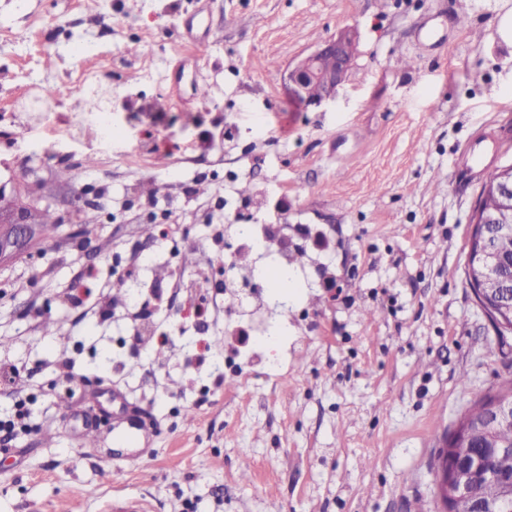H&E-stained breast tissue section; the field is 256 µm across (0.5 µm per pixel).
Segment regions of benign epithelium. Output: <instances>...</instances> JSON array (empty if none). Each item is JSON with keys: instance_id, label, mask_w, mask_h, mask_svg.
Wrapping results in <instances>:
<instances>
[{"instance_id": "1", "label": "benign epithelium", "mask_w": 512, "mask_h": 512, "mask_svg": "<svg viewBox=\"0 0 512 512\" xmlns=\"http://www.w3.org/2000/svg\"><path fill=\"white\" fill-rule=\"evenodd\" d=\"M357 40V31L348 28L324 41L312 52L290 64L284 73L283 84L288 98L306 106H319L333 99L336 91L345 82L351 64L352 43ZM317 83L322 87L321 95H308L309 85ZM501 176L492 186V191L502 200V207L492 215L475 209L472 216L474 231L470 241V252L474 257L477 274H492L506 264L489 246L486 225L503 226L512 223V164L500 168ZM29 182L18 181L10 199H5L0 188V223L7 225L8 236L0 235V261L28 248L39 235L38 221L32 218L33 205L29 202ZM478 304L499 330H512V300L492 301L486 299L479 289H474ZM480 462L445 452L437 464V496L445 506L462 509L466 501V490L458 480V473L465 469L475 472Z\"/></svg>"}]
</instances>
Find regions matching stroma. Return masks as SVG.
<instances>
[{
	"label": "stroma",
	"instance_id": "1",
	"mask_svg": "<svg viewBox=\"0 0 512 512\" xmlns=\"http://www.w3.org/2000/svg\"><path fill=\"white\" fill-rule=\"evenodd\" d=\"M509 10L98 0L89 14L0 0V183L33 170L34 198L61 217L0 264V365L20 372L0 384V421L27 414L0 451V512H106L125 497L148 512H439L444 434L475 392L512 378V334L497 336L465 275L483 178L461 159L492 127L487 164L512 163ZM346 27L357 48L335 100L290 102L288 65ZM85 74L81 96L99 106L85 131L50 148L33 127L17 139L9 99ZM78 188L103 196L89 250L64 219ZM169 213L178 240L147 232ZM232 218L287 225L305 249L264 336L224 320L209 258ZM125 268L133 288L119 299L112 272ZM90 271L92 298L73 304ZM204 293L209 316H191ZM116 393L145 412L149 448L116 447Z\"/></svg>",
	"mask_w": 512,
	"mask_h": 512
}]
</instances>
